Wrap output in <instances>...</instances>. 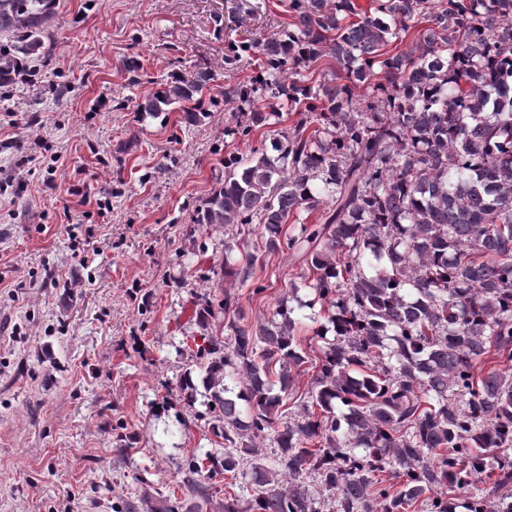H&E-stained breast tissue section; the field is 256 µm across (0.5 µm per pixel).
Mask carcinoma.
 <instances>
[{
  "mask_svg": "<svg viewBox=\"0 0 512 512\" xmlns=\"http://www.w3.org/2000/svg\"><path fill=\"white\" fill-rule=\"evenodd\" d=\"M55 4L0 0L1 93L35 77ZM372 4L288 0L287 29L229 43L227 63L255 50L258 68L224 88V133L248 142L285 107L298 119L276 155L225 157L193 223L245 228L310 275L243 326L235 284L259 251L243 242L234 269L225 246L232 285L195 294L202 343L176 386L192 406L201 380L224 451L191 453L189 497L149 512H197L223 475L222 512H512V0ZM213 81L176 77L137 111L175 105L194 125ZM317 306L318 371L288 418ZM218 319L229 335L209 332Z\"/></svg>",
  "mask_w": 512,
  "mask_h": 512,
  "instance_id": "carcinoma-1",
  "label": "carcinoma"
}]
</instances>
